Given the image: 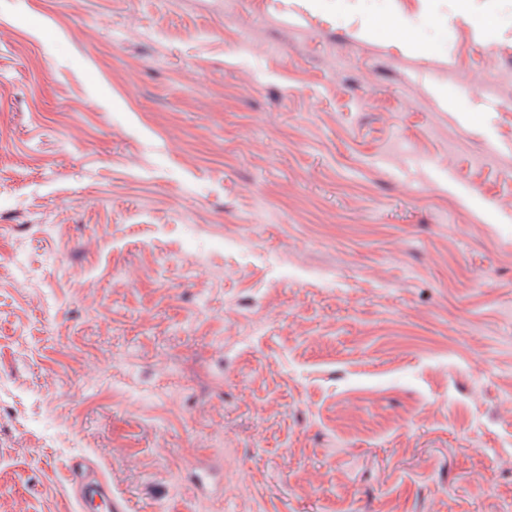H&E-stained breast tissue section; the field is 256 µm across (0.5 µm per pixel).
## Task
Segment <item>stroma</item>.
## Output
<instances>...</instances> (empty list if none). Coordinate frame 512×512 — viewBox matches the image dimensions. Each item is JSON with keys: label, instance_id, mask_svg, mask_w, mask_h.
<instances>
[{"label": "stroma", "instance_id": "35a3bbf8", "mask_svg": "<svg viewBox=\"0 0 512 512\" xmlns=\"http://www.w3.org/2000/svg\"><path fill=\"white\" fill-rule=\"evenodd\" d=\"M80 456L127 512L512 506V0H0V512ZM498 80L499 75L496 73V70L486 69L466 77H462L458 81L462 89L465 92L470 93L480 89H487L496 84Z\"/></svg>", "mask_w": 512, "mask_h": 512}]
</instances>
